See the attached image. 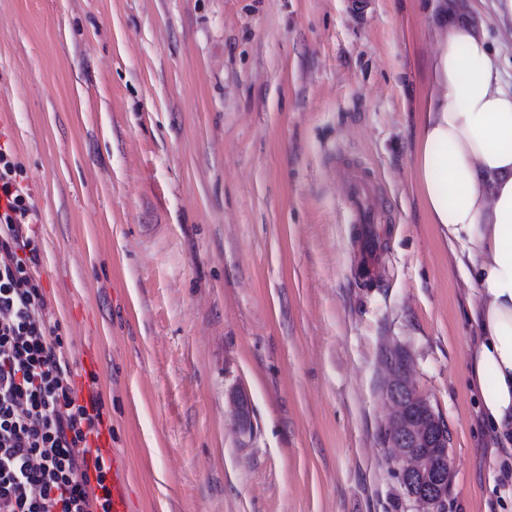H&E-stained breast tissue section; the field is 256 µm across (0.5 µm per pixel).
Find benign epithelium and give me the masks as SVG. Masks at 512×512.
Returning <instances> with one entry per match:
<instances>
[{
    "instance_id": "benign-epithelium-1",
    "label": "benign epithelium",
    "mask_w": 512,
    "mask_h": 512,
    "mask_svg": "<svg viewBox=\"0 0 512 512\" xmlns=\"http://www.w3.org/2000/svg\"><path fill=\"white\" fill-rule=\"evenodd\" d=\"M402 355L385 360V396L393 407L390 455L401 469L407 495L421 512H440L448 495V435L429 402L410 384Z\"/></svg>"
}]
</instances>
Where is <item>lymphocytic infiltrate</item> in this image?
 Segmentation results:
<instances>
[{"mask_svg": "<svg viewBox=\"0 0 512 512\" xmlns=\"http://www.w3.org/2000/svg\"><path fill=\"white\" fill-rule=\"evenodd\" d=\"M23 168L0 145V512H111L110 466L90 459L103 400L80 401L69 345L36 268Z\"/></svg>", "mask_w": 512, "mask_h": 512, "instance_id": "1", "label": "lymphocytic infiltrate"}]
</instances>
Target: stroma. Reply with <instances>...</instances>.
<instances>
[{
	"instance_id": "obj_1",
	"label": "stroma",
	"mask_w": 512,
	"mask_h": 512,
	"mask_svg": "<svg viewBox=\"0 0 512 512\" xmlns=\"http://www.w3.org/2000/svg\"><path fill=\"white\" fill-rule=\"evenodd\" d=\"M451 3L511 83L512 19ZM435 40L423 0H0V143L132 512H418L385 439L395 349L448 429L444 512H512L470 384L477 284L414 182ZM339 154L391 203L380 288Z\"/></svg>"
}]
</instances>
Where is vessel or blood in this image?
Listing matches in <instances>:
<instances>
[{"instance_id":"b4317fda","label":"vessel or blood","mask_w":512,"mask_h":512,"mask_svg":"<svg viewBox=\"0 0 512 512\" xmlns=\"http://www.w3.org/2000/svg\"><path fill=\"white\" fill-rule=\"evenodd\" d=\"M336 176L346 188L348 221L357 231L356 273L364 285H377L384 253L381 227L391 221L387 201L358 161L337 157ZM112 512H131L125 463L117 453L112 456Z\"/></svg>"}]
</instances>
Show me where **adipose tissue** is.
<instances>
[{
  "label": "adipose tissue",
  "instance_id": "adipose-tissue-1",
  "mask_svg": "<svg viewBox=\"0 0 512 512\" xmlns=\"http://www.w3.org/2000/svg\"><path fill=\"white\" fill-rule=\"evenodd\" d=\"M436 47L413 148L414 180L430 223L472 265L479 342L472 385L485 421L512 447V89L484 31L435 0Z\"/></svg>",
  "mask_w": 512,
  "mask_h": 512
}]
</instances>
